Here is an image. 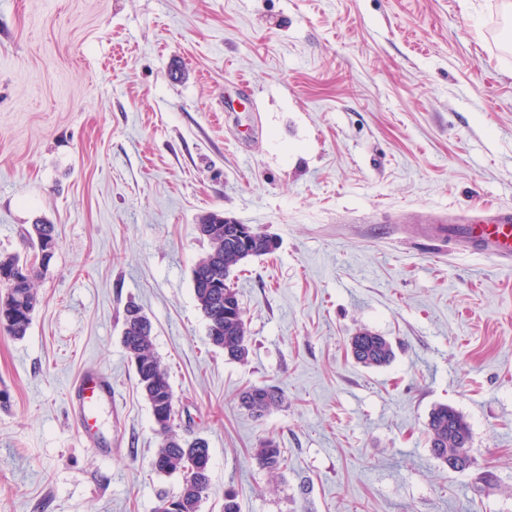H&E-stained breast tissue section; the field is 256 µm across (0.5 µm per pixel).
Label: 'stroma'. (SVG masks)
<instances>
[{"mask_svg":"<svg viewBox=\"0 0 512 512\" xmlns=\"http://www.w3.org/2000/svg\"><path fill=\"white\" fill-rule=\"evenodd\" d=\"M501 2L0 0V259L36 221L58 238L26 336L0 330V512H153L177 489L121 341L133 303L180 434L210 448L200 512L229 490L241 512H512V269L430 232L512 207ZM211 211L278 240L237 272L243 362L194 296ZM363 328L389 365L354 361ZM88 369L112 381L98 448L71 420ZM253 385L280 407L244 409ZM439 404L470 427L465 471L430 453ZM350 350L354 360L364 367H383L395 354L392 343L384 336L361 329L351 337ZM255 458L267 473L277 475L279 470L287 466V458L282 448L273 439L260 441L255 449Z\"/></svg>","mask_w":512,"mask_h":512,"instance_id":"obj_1","label":"stroma"}]
</instances>
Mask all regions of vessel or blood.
Returning a JSON list of instances; mask_svg holds the SVG:
<instances>
[{"label":"vessel or blood","mask_w":512,"mask_h":512,"mask_svg":"<svg viewBox=\"0 0 512 512\" xmlns=\"http://www.w3.org/2000/svg\"><path fill=\"white\" fill-rule=\"evenodd\" d=\"M466 225L464 244L494 257L499 263L512 265V208H501L487 221L467 219ZM69 400L81 435L100 443L98 414L102 407L112 403L111 380L98 371H85L71 384Z\"/></svg>","instance_id":"b4317fda"}]
</instances>
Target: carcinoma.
<instances>
[{
    "label": "carcinoma",
    "mask_w": 512,
    "mask_h": 512,
    "mask_svg": "<svg viewBox=\"0 0 512 512\" xmlns=\"http://www.w3.org/2000/svg\"><path fill=\"white\" fill-rule=\"evenodd\" d=\"M200 237L207 240L209 251L198 260L193 269V291L208 324L220 330L212 345L234 361H243L248 354L247 329L240 306L238 292L233 286L235 270L246 259L264 256L274 251L259 231L252 244L242 249L224 234V224L216 221L211 213L201 220ZM56 237L52 224H33L27 231L26 242L30 248L42 252L44 242ZM0 271L11 280L0 281V288H7L5 305L12 313L9 323L0 327L10 336L22 338L32 323L38 304L35 279L39 268L17 258L0 261ZM122 344L135 366L137 384L148 402L159 435V445L152 461V468L159 474H179L182 481L177 493L159 495L153 512L161 504L173 500L181 512H200L203 496L210 483L209 467L200 460L210 458V448L202 438H188L177 432L175 424L174 393L166 366L154 351L152 323L144 318L137 326L126 318L123 322ZM350 350L354 360L365 367H383L394 358L392 343L384 336L362 329L351 337ZM281 395L273 386H254L243 393V405L257 416L278 408ZM432 456L442 462L453 461V471H464L472 463L470 456L471 432L463 417L448 405H438L429 413L426 424ZM255 458L267 473L278 474L287 466L284 451L273 439L260 441Z\"/></svg>",
    "instance_id": "carcinoma-1"
}]
</instances>
